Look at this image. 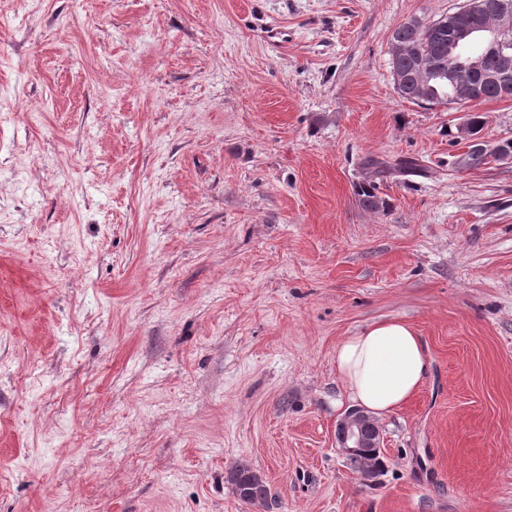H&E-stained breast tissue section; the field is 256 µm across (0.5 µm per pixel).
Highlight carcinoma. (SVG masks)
I'll list each match as a JSON object with an SVG mask.
<instances>
[{
  "label": "carcinoma",
  "instance_id": "1",
  "mask_svg": "<svg viewBox=\"0 0 512 512\" xmlns=\"http://www.w3.org/2000/svg\"><path fill=\"white\" fill-rule=\"evenodd\" d=\"M451 19L457 27L478 28L493 24L496 16L493 14H480L463 7L451 13ZM391 40L403 43L422 42L427 48L423 58L414 55H399L390 57L392 73L403 74L409 77L410 83L398 90V94L419 106L434 107L449 105L448 83L446 80L432 81L434 90L420 95L416 84L425 81L428 73H448V66L452 61L448 56V45L452 40V30L448 26V18H440L432 22H422L415 28L407 22L400 24L391 35ZM461 79L479 85L475 99L493 101L512 99V77L507 83L489 82L484 75L476 72H464ZM512 156V139L488 144L484 141L479 145H470L469 150L457 160L460 169H472L493 159L500 161L505 156ZM370 176L366 181L358 184L355 194L359 204L367 210H383L388 206L386 199L378 196L376 181L383 178L392 170L376 163H370ZM225 482L231 487L235 497L243 504L249 506L267 507L269 489L263 477L246 465H235L225 473Z\"/></svg>",
  "mask_w": 512,
  "mask_h": 512
}]
</instances>
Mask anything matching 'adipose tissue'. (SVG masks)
<instances>
[{"instance_id": "1", "label": "adipose tissue", "mask_w": 512, "mask_h": 512, "mask_svg": "<svg viewBox=\"0 0 512 512\" xmlns=\"http://www.w3.org/2000/svg\"><path fill=\"white\" fill-rule=\"evenodd\" d=\"M338 403L373 416L396 411L422 386L428 369L420 336L407 322L380 320L336 347Z\"/></svg>"}]
</instances>
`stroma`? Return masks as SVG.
Returning a JSON list of instances; mask_svg holds the SVG:
<instances>
[{"mask_svg":"<svg viewBox=\"0 0 512 512\" xmlns=\"http://www.w3.org/2000/svg\"><path fill=\"white\" fill-rule=\"evenodd\" d=\"M464 0H0V512H512V100L401 98L393 30ZM411 157L362 208L361 163ZM427 377L337 450L372 322ZM480 147L469 145V150L462 154L457 160V167L460 169H472L486 164L489 159L495 161L503 160L504 156H512V139L487 144L485 141L478 143ZM224 478L241 503L267 508L269 489L259 473L246 465H235L226 471Z\"/></svg>","mask_w":512,"mask_h":512,"instance_id":"35a3bbf8","label":"stroma"}]
</instances>
